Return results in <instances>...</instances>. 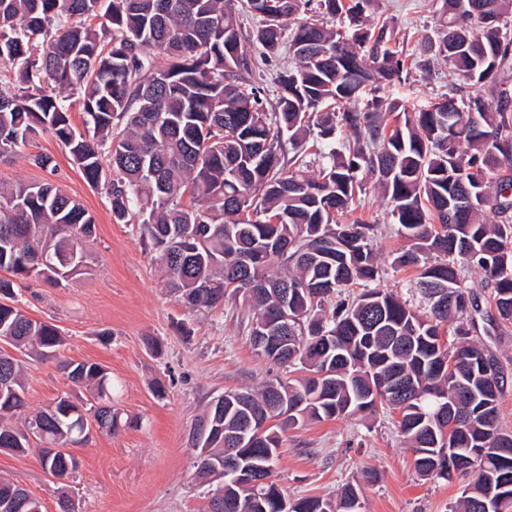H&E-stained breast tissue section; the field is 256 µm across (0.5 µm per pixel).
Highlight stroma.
<instances>
[{"label": "stroma", "mask_w": 512, "mask_h": 512, "mask_svg": "<svg viewBox=\"0 0 512 512\" xmlns=\"http://www.w3.org/2000/svg\"><path fill=\"white\" fill-rule=\"evenodd\" d=\"M439 6V0H376L375 12L389 19L395 48L405 60L402 81L383 92L386 104L414 111L455 88L469 95L452 67L427 48L439 27ZM36 154L53 157L55 171L36 166ZM46 180L88 210L95 237L88 274L65 286L30 279L20 292L28 316L57 325L66 338L58 356H22L28 404L41 409L63 394L88 398L85 387L58 368L62 358L86 360L109 372L112 404L133 424L111 435L95 433L76 448L80 465L67 482L46 473L35 448L0 452V476L38 498L43 512H62L64 501L75 512H202L207 487L194 474L193 422L213 397L259 387L286 371L255 354L234 303L191 311L166 293L141 225L113 223L104 190L87 182L52 134L0 156V186ZM348 218L376 225L374 247L386 268L380 285L408 297L414 272L392 263L407 242L396 233L387 201L367 188ZM150 338L162 342L161 356L148 351ZM472 338L495 355L509 381L500 398L499 423L512 432V325L501 329L481 319ZM157 381L165 384V397H156ZM394 420L380 409L287 430L276 465L280 484L294 498L332 500L346 484L360 485L358 512H449L465 479L420 477ZM369 472L375 475L370 482Z\"/></svg>", "instance_id": "stroma-1"}]
</instances>
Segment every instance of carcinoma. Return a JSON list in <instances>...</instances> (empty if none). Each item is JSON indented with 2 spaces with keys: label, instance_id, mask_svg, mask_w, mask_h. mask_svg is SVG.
Here are the masks:
<instances>
[{
  "label": "carcinoma",
  "instance_id": "1",
  "mask_svg": "<svg viewBox=\"0 0 512 512\" xmlns=\"http://www.w3.org/2000/svg\"><path fill=\"white\" fill-rule=\"evenodd\" d=\"M311 0H247L263 24L243 30L234 0H0V155L50 132L89 183L102 186L117 224H141L169 293L192 310L240 303L249 336L281 313L288 289V357L263 358L304 375L213 398L191 427L192 445L224 463L243 425L256 414L271 425L248 449L274 466L280 433L307 421L398 415L418 473L448 480L439 456L472 476L459 512H478L494 491L512 509V432L498 424L505 380L491 352L471 341L478 304L462 285L464 260L485 276L499 323L512 325V0H464L467 22L442 0L438 55L465 84L484 91L459 105L450 97L429 110H403L387 129L384 86L405 63L390 46L375 0H318L328 26L302 17ZM102 16L93 28L88 20ZM468 41L462 52L456 40ZM255 43L259 57L245 48ZM289 45L295 66L276 71L273 111L256 81ZM497 70L488 79L485 71ZM82 105L84 130L66 99ZM481 117V128L470 113ZM352 146L318 151L311 174L298 165L308 140ZM294 150L288 156V150ZM388 199L393 223L410 242L393 263L415 270L412 290L425 316L374 283L383 269L375 225L343 215L362 191V176ZM490 210L496 224L483 220ZM95 224L84 206L50 182L0 188V293L16 298L14 279L54 286L89 273ZM49 262L36 266L37 254ZM360 287V292L353 288ZM455 322L456 341L441 336ZM21 352L54 354L59 328L0 304V339ZM93 401L57 397L29 412L21 362L0 351V446L25 453L41 445L44 467L59 469L53 448L81 445L82 414L106 433L124 423L112 408V378L99 364H62ZM413 385L398 401L389 383ZM476 388L459 397L456 384ZM359 487L339 499H292L277 483L255 488L224 475L208 497L235 512H356ZM4 512H43L41 502L0 477Z\"/></svg>",
  "mask_w": 512,
  "mask_h": 512
}]
</instances>
